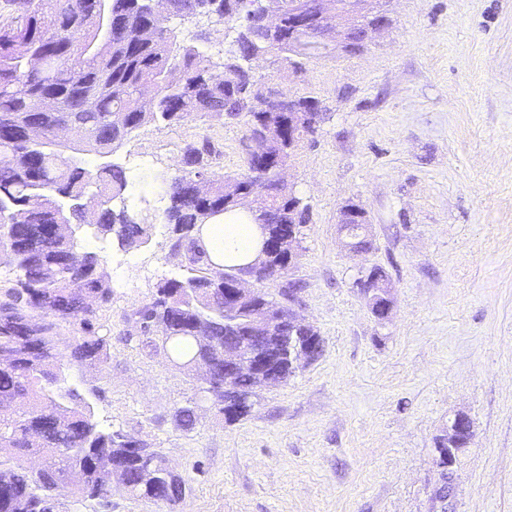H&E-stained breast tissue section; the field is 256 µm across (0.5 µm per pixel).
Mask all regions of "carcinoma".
Returning a JSON list of instances; mask_svg holds the SVG:
<instances>
[{
	"label": "carcinoma",
	"instance_id": "obj_1",
	"mask_svg": "<svg viewBox=\"0 0 512 512\" xmlns=\"http://www.w3.org/2000/svg\"><path fill=\"white\" fill-rule=\"evenodd\" d=\"M200 2L168 0V15L192 18ZM289 2L270 3L282 22L272 37L258 23L255 0H219L213 10L225 22L240 23V30L234 48L215 61L178 41L147 0H107L109 32L100 22V0H4L9 16L0 23V245L13 279L0 290V442L15 459L0 461V512H53V490L74 470L86 475L75 489L83 500L112 496L114 484L157 504L183 499L185 481L159 451L101 428L91 404L68 385L71 364L107 361L108 337L98 313L112 301L101 256L80 250L72 234L90 211L94 235L123 245L147 242L151 223L114 206L128 186L122 166L90 168L50 145L69 125L83 131L73 151L108 156L146 124L243 119L252 138L269 115L288 122V111L276 104L278 91L256 79L250 61L271 54L273 63L288 64L298 78L316 56L303 47L288 54L297 39L288 24ZM363 35L360 22H350L351 48L344 54L362 51ZM32 57L41 60V69L30 68ZM45 99L53 100L54 111L41 110ZM34 128L41 137L29 136ZM264 154L249 150L243 172L218 177L214 168L224 151L203 135L185 143L178 174L169 181L163 219L171 229L170 256L184 274L165 279L136 317L140 333L158 337L185 369L204 361L224 373L226 287L248 270L228 274L213 261L202 238L205 225L244 212L285 236L309 221L308 204L301 197L293 201L292 191L268 171L288 162V144L277 140ZM201 181L210 182L204 194L197 189ZM345 217L353 247L370 250L371 240L362 237L365 209L358 205ZM285 275L274 261L248 281L259 299L284 315L290 298L303 290L301 282L289 280L275 294L261 284ZM64 324L72 327L73 342L63 355L57 340ZM252 375L250 363L239 369L234 385L240 393L251 392ZM174 417L178 427L192 428L194 403L186 400ZM27 456L40 457L41 466H23L20 459ZM101 457L112 461L111 471L97 469Z\"/></svg>",
	"mask_w": 512,
	"mask_h": 512
}]
</instances>
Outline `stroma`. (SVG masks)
<instances>
[{
    "mask_svg": "<svg viewBox=\"0 0 512 512\" xmlns=\"http://www.w3.org/2000/svg\"><path fill=\"white\" fill-rule=\"evenodd\" d=\"M391 24L354 55L311 60L301 77L270 61L263 82L319 99L326 114L299 144L287 184L310 207L299 260L300 312L321 356L260 391L251 413L174 422L196 376L148 345L135 313L179 268L163 222V180L184 143H222L220 174L244 167L241 122L147 125L113 153L129 212L153 219L147 243L83 235L101 253L112 302L109 358L71 365L96 420L156 448L186 482L177 505L112 490L111 508L58 492L59 512H512V0H390ZM178 39L228 48L234 23L168 21ZM150 159L139 169L138 157ZM365 208L372 249L350 253L338 220ZM388 275L393 307L370 311L356 282ZM474 435L450 473L436 439L455 415ZM451 481L445 500L435 491Z\"/></svg>",
    "mask_w": 512,
    "mask_h": 512,
    "instance_id": "obj_1",
    "label": "stroma"
}]
</instances>
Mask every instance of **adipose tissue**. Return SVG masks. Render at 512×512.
Instances as JSON below:
<instances>
[{"mask_svg":"<svg viewBox=\"0 0 512 512\" xmlns=\"http://www.w3.org/2000/svg\"><path fill=\"white\" fill-rule=\"evenodd\" d=\"M203 240L208 250L223 252V264L231 269L253 263L258 258L262 233L250 217L227 218L221 223L208 225Z\"/></svg>","mask_w":512,"mask_h":512,"instance_id":"ef3b65f1","label":"adipose tissue"}]
</instances>
